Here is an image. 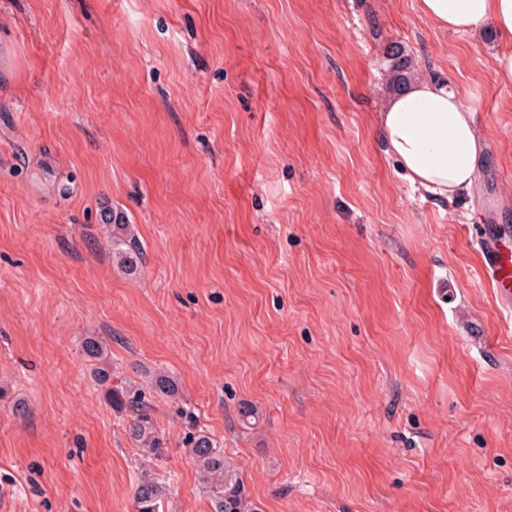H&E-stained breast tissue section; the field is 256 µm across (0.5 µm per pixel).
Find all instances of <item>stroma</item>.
Segmentation results:
<instances>
[{"label": "stroma", "instance_id": "1", "mask_svg": "<svg viewBox=\"0 0 512 512\" xmlns=\"http://www.w3.org/2000/svg\"><path fill=\"white\" fill-rule=\"evenodd\" d=\"M394 44L473 111L468 197L414 190L376 134ZM2 46L0 512H137L146 469L160 512H211L201 430L259 512H512V313L470 231L512 225L493 31L418 0H0ZM88 336L117 379L177 378L162 459ZM108 224L113 257L118 258V262L126 271L134 272L138 267L141 252L131 236L130 225L124 223L122 216H119L113 224L112 221ZM82 349L93 362L94 378L121 410L131 413L129 435L137 448H143L158 458L163 453L164 441L159 436L158 425L152 414L145 389L135 380H125L112 387V362L107 345L94 336L86 337Z\"/></svg>", "mask_w": 512, "mask_h": 512}]
</instances>
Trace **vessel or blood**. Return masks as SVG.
Masks as SVG:
<instances>
[{
    "instance_id": "vessel-or-blood-1",
    "label": "vessel or blood",
    "mask_w": 512,
    "mask_h": 512,
    "mask_svg": "<svg viewBox=\"0 0 512 512\" xmlns=\"http://www.w3.org/2000/svg\"><path fill=\"white\" fill-rule=\"evenodd\" d=\"M477 242L485 282L494 288L502 304L512 303V235L506 229L483 225Z\"/></svg>"
}]
</instances>
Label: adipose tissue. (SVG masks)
<instances>
[{
  "mask_svg": "<svg viewBox=\"0 0 512 512\" xmlns=\"http://www.w3.org/2000/svg\"><path fill=\"white\" fill-rule=\"evenodd\" d=\"M437 27L479 36L492 26L512 41V0H418ZM378 134L412 186L438 200L472 189L483 138L473 112L453 81L415 75L391 94L378 115Z\"/></svg>",
  "mask_w": 512,
  "mask_h": 512,
  "instance_id": "ef3b65f1",
  "label": "adipose tissue"
}]
</instances>
